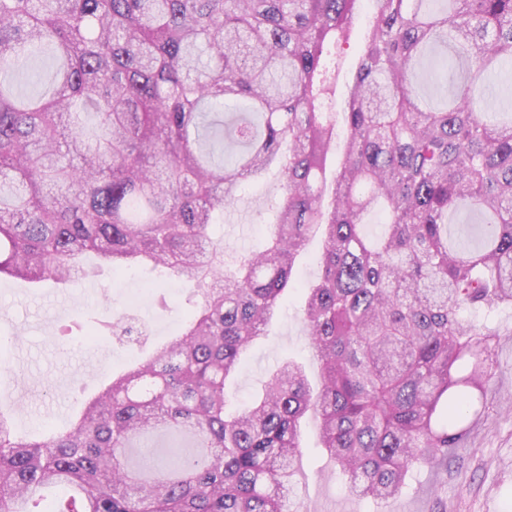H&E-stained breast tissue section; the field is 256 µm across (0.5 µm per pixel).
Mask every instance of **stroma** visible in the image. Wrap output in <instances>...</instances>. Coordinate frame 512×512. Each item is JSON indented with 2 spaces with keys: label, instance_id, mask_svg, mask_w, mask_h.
<instances>
[{
  "label": "stroma",
  "instance_id": "obj_1",
  "mask_svg": "<svg viewBox=\"0 0 512 512\" xmlns=\"http://www.w3.org/2000/svg\"><path fill=\"white\" fill-rule=\"evenodd\" d=\"M282 194L277 177L246 185L240 199L224 212V248L228 254L259 247L273 214L270 204ZM187 284L150 267L122 275L98 261L87 263L81 280L65 288H36L14 278L0 279V394L9 396L8 411L23 433L61 426L84 401L109 383L112 372L137 354H148L180 332L187 311ZM129 313L148 330L146 344L61 342L63 329L78 315ZM499 329L496 370L489 383L487 415L476 422L461 448L448 457L447 470L416 468L414 480L400 496L373 503L348 494L344 477L318 448V422L307 418L302 457L294 468L293 512H512V309L489 320ZM306 369L311 384L320 373L312 358L302 314V294L283 297L268 334L242 355L228 382L234 408L249 405L273 371L286 359Z\"/></svg>",
  "mask_w": 512,
  "mask_h": 512
}]
</instances>
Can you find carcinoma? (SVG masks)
<instances>
[{"mask_svg": "<svg viewBox=\"0 0 512 512\" xmlns=\"http://www.w3.org/2000/svg\"><path fill=\"white\" fill-rule=\"evenodd\" d=\"M360 0H0V276L64 285L88 256L191 285L184 331L120 371L68 429L19 438L0 412V512H288L312 415L350 494L386 501L486 415L512 308V107L481 116L512 68V0H376L343 111L336 86ZM466 66L417 92L423 51ZM52 52L49 98L16 92L22 54ZM227 99L251 111H216ZM283 193L264 245L227 261L209 229L249 183ZM474 218L455 237L448 217ZM374 214L379 239L364 226ZM322 381L288 360L239 412L227 382L267 335L306 242ZM89 339L112 317L78 316ZM166 428L158 458L125 451ZM68 484L49 505L45 486ZM322 251L319 239L311 241L296 266V279L301 283L315 280L318 274V257Z\"/></svg>", "mask_w": 512, "mask_h": 512, "instance_id": "1", "label": "carcinoma"}]
</instances>
